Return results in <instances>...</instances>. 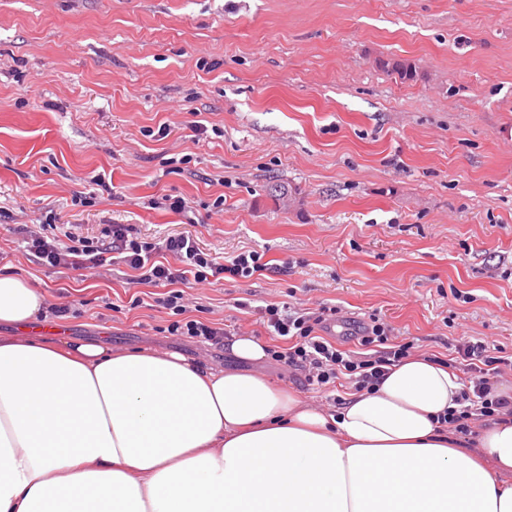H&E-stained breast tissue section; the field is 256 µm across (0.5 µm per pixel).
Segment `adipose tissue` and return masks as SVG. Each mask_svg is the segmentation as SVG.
Wrapping results in <instances>:
<instances>
[{
  "label": "adipose tissue",
  "mask_w": 512,
  "mask_h": 512,
  "mask_svg": "<svg viewBox=\"0 0 512 512\" xmlns=\"http://www.w3.org/2000/svg\"><path fill=\"white\" fill-rule=\"evenodd\" d=\"M0 274V321L41 315ZM448 365L413 356L336 412L177 352L0 336V512H512V421L461 447Z\"/></svg>",
  "instance_id": "adipose-tissue-1"
}]
</instances>
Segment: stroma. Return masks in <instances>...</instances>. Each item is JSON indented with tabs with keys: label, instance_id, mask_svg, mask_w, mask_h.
Here are the masks:
<instances>
[{
	"label": "stroma",
	"instance_id": "stroma-1",
	"mask_svg": "<svg viewBox=\"0 0 512 512\" xmlns=\"http://www.w3.org/2000/svg\"><path fill=\"white\" fill-rule=\"evenodd\" d=\"M48 210L263 253L193 289L195 319L260 334L268 304L326 306L344 349L376 316L451 367L459 338L511 358L512 0H0V272L76 305L65 341L236 367L169 335L130 270L31 263L17 227Z\"/></svg>",
	"mask_w": 512,
	"mask_h": 512
}]
</instances>
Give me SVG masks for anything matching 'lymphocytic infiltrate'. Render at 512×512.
<instances>
[{"label":"lymphocytic infiltrate","instance_id":"obj_1","mask_svg":"<svg viewBox=\"0 0 512 512\" xmlns=\"http://www.w3.org/2000/svg\"><path fill=\"white\" fill-rule=\"evenodd\" d=\"M25 250L31 262L59 272L96 273L99 268L122 265L132 271L137 285L166 287L159 305L171 310L175 319L170 335L203 344H223L228 332L213 323L188 318L183 285L219 283L224 278H246L264 271L268 265L256 251L242 252L219 262L201 249L192 235L179 233L154 241L132 235L128 225H106L102 236L89 238L59 224L55 214L41 215L38 227L22 225ZM329 309L314 313L303 309L267 305L263 326L270 338H285L282 346L267 350L271 360L284 369L301 372L308 389L327 394L335 391L336 381L349 377L356 390H369L385 375L386 367L403 362L413 354L412 343L390 344L391 328L372 318L361 332L358 343L364 355L339 348L320 336L319 329ZM455 352L465 374L463 400L475 401L479 415L512 417V396L496 395L502 383L507 359L491 356L482 342L458 340Z\"/></svg>","mask_w":512,"mask_h":512}]
</instances>
